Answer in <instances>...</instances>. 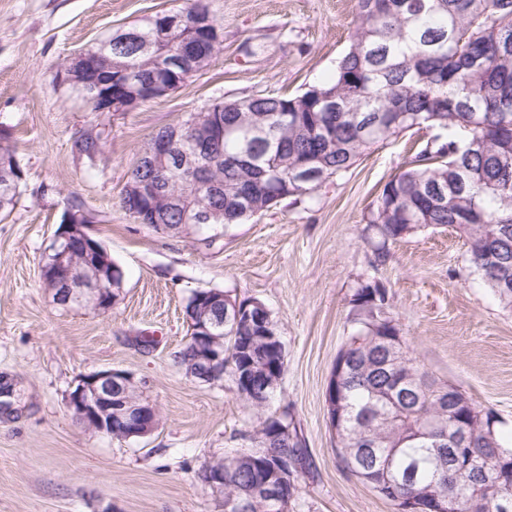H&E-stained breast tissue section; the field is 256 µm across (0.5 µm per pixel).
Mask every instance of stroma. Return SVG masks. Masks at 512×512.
<instances>
[{
	"label": "stroma",
	"instance_id": "obj_1",
	"mask_svg": "<svg viewBox=\"0 0 512 512\" xmlns=\"http://www.w3.org/2000/svg\"><path fill=\"white\" fill-rule=\"evenodd\" d=\"M221 43L209 65L173 92L100 115L57 69L119 29L185 0H0V125L24 178L0 217V376L18 394L0 417V512H224L199 472L225 453L257 449L259 421L231 377H188L193 292L262 302L287 368L269 416H287L309 453L289 512H398L340 462L325 391L358 329L352 299L385 288L389 315L414 357L498 419L512 446V309L467 259L455 227L418 228L378 248L368 225L384 186L437 131L407 132L368 151L312 193L280 200L240 224L165 234L122 206L138 153L154 134L217 102L296 95L332 79L355 27L357 0H206ZM105 128L102 153L74 155L77 133ZM123 272L108 311L65 308L41 278L65 214ZM129 372L159 412L130 440L87 431L67 408L82 375Z\"/></svg>",
	"mask_w": 512,
	"mask_h": 512
}]
</instances>
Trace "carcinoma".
Listing matches in <instances>:
<instances>
[{"instance_id":"cac0c4a2","label":"carcinoma","mask_w":512,"mask_h":512,"mask_svg":"<svg viewBox=\"0 0 512 512\" xmlns=\"http://www.w3.org/2000/svg\"><path fill=\"white\" fill-rule=\"evenodd\" d=\"M137 42L119 53L133 69L149 60V26H137ZM227 132L210 165L222 182L219 194L195 193L191 209L221 206L223 223L253 216L237 201L248 179L261 180L266 194L258 208L313 191L295 181L294 170L314 161L327 177L348 171L372 147L407 131L439 127L444 142H430L412 166L384 187L369 223L383 241L417 227L453 225L465 237L468 261L497 299L512 307V0H358L348 51L334 77L298 96L259 95L213 105ZM11 135L0 134V208L8 212L21 183ZM354 302L365 313L364 329L352 337L337 360L346 375L326 401L340 412L336 447L344 467L377 489L388 490L408 512H432L454 499L458 512L483 490L484 512H499L496 501L512 498V481L484 484L492 468L512 472V448L497 435L495 415L472 404L450 410L448 383L437 381L410 353L400 330L381 317L386 291L366 284ZM234 364L241 363L246 327L221 329ZM265 345L255 343L253 391L244 401L260 412L274 394L275 374L262 360ZM466 417L477 466L461 470L452 449L434 437ZM283 419H267L254 435L257 452L224 455V512H267L255 492L284 457L299 469L308 465L297 436H283Z\"/></svg>"}]
</instances>
